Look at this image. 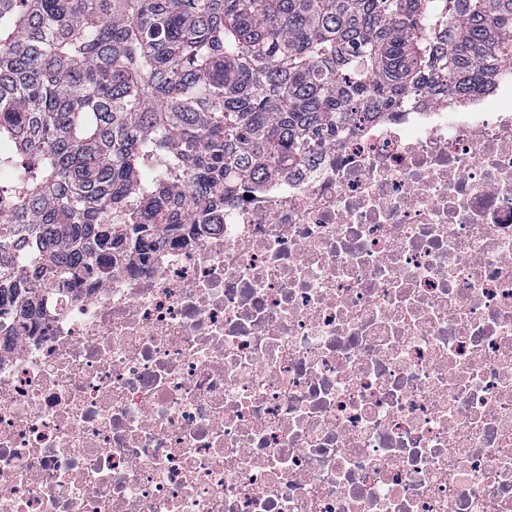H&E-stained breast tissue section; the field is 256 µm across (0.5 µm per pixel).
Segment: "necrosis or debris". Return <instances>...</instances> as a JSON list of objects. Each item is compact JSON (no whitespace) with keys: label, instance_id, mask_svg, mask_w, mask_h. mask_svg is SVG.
I'll list each match as a JSON object with an SVG mask.
<instances>
[{"label":"necrosis or debris","instance_id":"1","mask_svg":"<svg viewBox=\"0 0 512 512\" xmlns=\"http://www.w3.org/2000/svg\"><path fill=\"white\" fill-rule=\"evenodd\" d=\"M0 512H512V66L47 291Z\"/></svg>","mask_w":512,"mask_h":512}]
</instances>
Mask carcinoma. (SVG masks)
Listing matches in <instances>:
<instances>
[{
    "label": "carcinoma",
    "instance_id": "cac0c4a2",
    "mask_svg": "<svg viewBox=\"0 0 512 512\" xmlns=\"http://www.w3.org/2000/svg\"><path fill=\"white\" fill-rule=\"evenodd\" d=\"M505 61L512 0H0V311Z\"/></svg>",
    "mask_w": 512,
    "mask_h": 512
}]
</instances>
